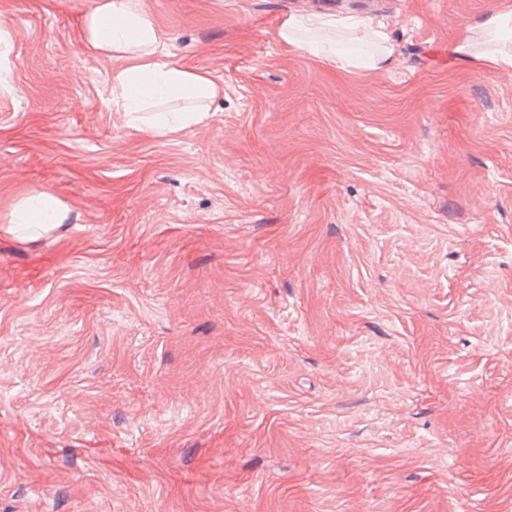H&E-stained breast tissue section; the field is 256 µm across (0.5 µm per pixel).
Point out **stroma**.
<instances>
[{"label":"stroma","instance_id":"1","mask_svg":"<svg viewBox=\"0 0 512 512\" xmlns=\"http://www.w3.org/2000/svg\"><path fill=\"white\" fill-rule=\"evenodd\" d=\"M143 4L223 87L164 139L93 0H0V512H512V69L457 51L512 0H384L345 68L277 32L348 0ZM62 208L61 202L44 192L31 193L13 205L11 223L24 227L60 223L64 218Z\"/></svg>","mask_w":512,"mask_h":512}]
</instances>
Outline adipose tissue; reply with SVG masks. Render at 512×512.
<instances>
[{
  "mask_svg": "<svg viewBox=\"0 0 512 512\" xmlns=\"http://www.w3.org/2000/svg\"><path fill=\"white\" fill-rule=\"evenodd\" d=\"M336 27V19L323 14L293 15L281 24L278 37L290 47L345 67L348 59L336 51ZM478 27L496 43L494 49L482 53L483 62L512 68V47L499 43L502 31L512 27V11L492 12ZM84 31L91 49L118 61L111 101L131 125L163 138L208 119L218 84L207 74L164 60L166 36L139 0H95L84 17ZM161 99L180 100L184 106L174 112H159L155 105ZM62 208L52 196L32 193L13 205L12 221L27 227L58 223L64 218Z\"/></svg>",
  "mask_w": 512,
  "mask_h": 512,
  "instance_id": "adipose-tissue-1",
  "label": "adipose tissue"
}]
</instances>
